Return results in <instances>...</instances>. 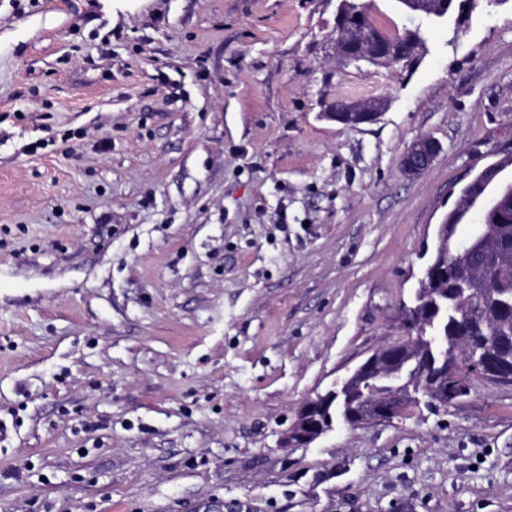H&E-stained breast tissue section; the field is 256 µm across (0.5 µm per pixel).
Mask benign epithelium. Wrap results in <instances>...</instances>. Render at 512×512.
<instances>
[{
	"label": "benign epithelium",
	"instance_id": "benign-epithelium-1",
	"mask_svg": "<svg viewBox=\"0 0 512 512\" xmlns=\"http://www.w3.org/2000/svg\"><path fill=\"white\" fill-rule=\"evenodd\" d=\"M442 4L443 0H407L412 14L442 15L446 12ZM336 31V54L342 63H353L359 68L366 63L379 67H392L397 63L410 66L417 58L420 42L401 36L388 37L367 19L366 13L352 0H341ZM386 107L387 103L383 100H341L331 105L323 115L344 126H355L376 121ZM437 151L435 141L422 138L407 148L402 155L401 166L409 173H421L428 169ZM510 166L512 162L503 160L485 167L480 173L479 192L457 208L456 217L463 219L472 209L494 210L502 199L512 196V178L503 176ZM420 342L421 336L411 335L404 341L385 345L350 372L347 381L342 383V390L355 397V403L347 415L351 425L360 426L401 414L405 411L404 405L417 400L415 396H404L390 381L396 369L409 359ZM486 369V364L476 363L471 376L459 379L450 387L448 366L433 362L432 375L420 382L419 387L443 401L456 400L470 392L472 378L487 379ZM319 405L320 399H311L298 412L287 433V442L307 445L325 433V428L315 415Z\"/></svg>",
	"mask_w": 512,
	"mask_h": 512
}]
</instances>
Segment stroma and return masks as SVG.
Masks as SVG:
<instances>
[{"instance_id": "1", "label": "stroma", "mask_w": 512, "mask_h": 512, "mask_svg": "<svg viewBox=\"0 0 512 512\" xmlns=\"http://www.w3.org/2000/svg\"><path fill=\"white\" fill-rule=\"evenodd\" d=\"M364 2L413 70L341 65L340 0H0V512H512V385L285 445L512 152V0ZM387 103L383 100L371 101H336L323 115L344 126L359 125L375 122L381 112H384ZM438 151L435 141L422 138L413 143L401 158L402 168L412 174L421 173L428 169Z\"/></svg>"}]
</instances>
